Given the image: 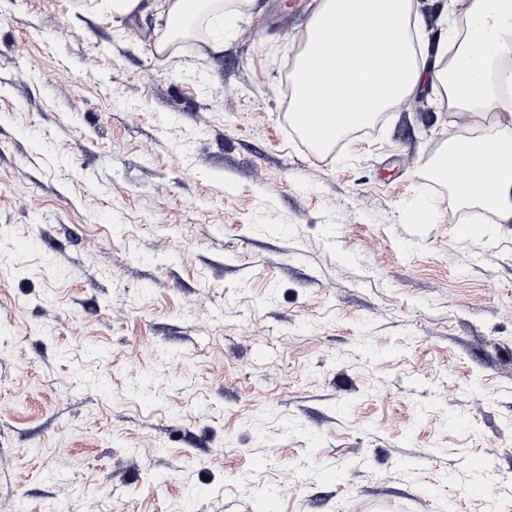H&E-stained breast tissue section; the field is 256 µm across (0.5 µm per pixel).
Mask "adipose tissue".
I'll list each match as a JSON object with an SVG mask.
<instances>
[{"label": "adipose tissue", "mask_w": 512, "mask_h": 512, "mask_svg": "<svg viewBox=\"0 0 512 512\" xmlns=\"http://www.w3.org/2000/svg\"><path fill=\"white\" fill-rule=\"evenodd\" d=\"M250 0H105L116 16L162 8L168 18L157 48L187 35L202 14L226 16ZM466 21L447 57L426 66L417 58L414 0H320L303 38L290 81L292 120L316 150H328L351 127L425 87H440L450 106L473 122L449 136L435 171L472 173L475 184L454 182L458 196L488 204L512 222V113L501 87L512 86V0H448Z\"/></svg>", "instance_id": "obj_1"}]
</instances>
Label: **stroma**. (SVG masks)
Masks as SVG:
<instances>
[{"label":"stroma","instance_id":"stroma-1","mask_svg":"<svg viewBox=\"0 0 512 512\" xmlns=\"http://www.w3.org/2000/svg\"><path fill=\"white\" fill-rule=\"evenodd\" d=\"M318 2L0 0V512H512V223L431 88L310 148ZM249 2L250 0H107L102 6L114 16H124L134 11L146 13L154 8H162L167 14L168 27L160 37L157 48L159 52H164L171 46L174 38L188 34L189 25L202 14L223 17L239 13L240 8H231L230 5L244 7ZM228 7L229 11L226 10Z\"/></svg>","mask_w":512,"mask_h":512}]
</instances>
